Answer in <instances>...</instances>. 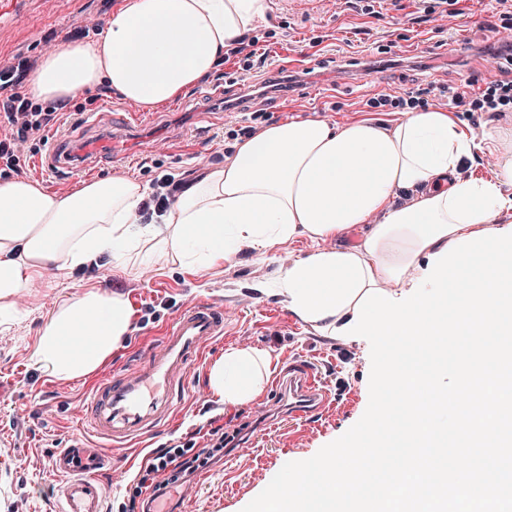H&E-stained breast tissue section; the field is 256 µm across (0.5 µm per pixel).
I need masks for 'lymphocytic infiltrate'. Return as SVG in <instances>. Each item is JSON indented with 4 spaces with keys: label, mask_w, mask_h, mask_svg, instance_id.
I'll return each instance as SVG.
<instances>
[{
    "label": "lymphocytic infiltrate",
    "mask_w": 512,
    "mask_h": 512,
    "mask_svg": "<svg viewBox=\"0 0 512 512\" xmlns=\"http://www.w3.org/2000/svg\"><path fill=\"white\" fill-rule=\"evenodd\" d=\"M37 65V56L22 53L0 65V164L18 176L26 174L31 156L46 145L50 129L59 120L55 106L40 103L22 91ZM432 95L471 112H512V77L492 78L481 87L470 80L459 86L444 82L436 87H419L403 95L381 94L368 99L367 105L403 111L425 107ZM185 187V182L170 174L155 179L140 206L141 216L149 221L165 215ZM230 441L223 426L218 425L203 432L194 431L156 449L138 473L133 498L152 505L173 485L185 481L212 459L223 456Z\"/></svg>",
    "instance_id": "1"
}]
</instances>
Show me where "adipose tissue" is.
I'll return each instance as SVG.
<instances>
[{
  "label": "adipose tissue",
  "mask_w": 512,
  "mask_h": 512,
  "mask_svg": "<svg viewBox=\"0 0 512 512\" xmlns=\"http://www.w3.org/2000/svg\"><path fill=\"white\" fill-rule=\"evenodd\" d=\"M268 9V0H123L100 36L48 54L31 91L65 101L106 84L153 110L196 86ZM473 147L437 109L390 126L369 118L340 127L273 124L241 143L230 164L190 182L158 224L142 223L148 187L128 174L66 194L0 182V312H11L21 289L45 273L66 276L105 254L118 274L148 256L201 271L240 247L261 257L303 236L317 246L281 270L276 291L304 322L330 332L352 319L367 289L400 296L422 276L421 258L492 228L506 205L501 187L512 184V158L495 180L461 177ZM401 192L412 194L410 204H396ZM355 227L358 245L332 246ZM133 315L119 292L65 297L44 321L32 362L60 381L88 378L128 336ZM80 327L86 340L75 338ZM270 364L265 352L233 348L210 364L208 383L225 403L250 402Z\"/></svg>",
  "instance_id": "ef3b65f1"
}]
</instances>
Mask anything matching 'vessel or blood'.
I'll return each instance as SVG.
<instances>
[{"mask_svg": "<svg viewBox=\"0 0 512 512\" xmlns=\"http://www.w3.org/2000/svg\"><path fill=\"white\" fill-rule=\"evenodd\" d=\"M223 335L222 303L200 299L179 309L137 363L110 372L93 387L82 411L88 432L104 440L105 448H115L169 429L205 343ZM279 394L293 416L313 412L321 394L314 369L302 361L293 364ZM105 448L77 444L55 453L53 468L62 479L60 512H103L99 471L108 461Z\"/></svg>", "mask_w": 512, "mask_h": 512, "instance_id": "1", "label": "vessel or blood"}]
</instances>
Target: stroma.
<instances>
[{"label": "stroma", "mask_w": 512, "mask_h": 512, "mask_svg": "<svg viewBox=\"0 0 512 512\" xmlns=\"http://www.w3.org/2000/svg\"><path fill=\"white\" fill-rule=\"evenodd\" d=\"M103 6L104 0H33L28 21L0 31V58L18 53L47 56L41 46L45 34L56 32L57 43H64L74 25L96 18ZM462 7L463 15L422 22L419 0H382L377 19L342 0H269L265 17L251 30L258 38H273L265 69L246 72L231 61L220 64L182 97L143 112L139 127L131 132L112 123L113 113L127 107L119 94L99 100L85 94L67 100L63 126L49 131L48 137L53 143L64 139L78 145L92 138L117 142L112 157L84 167L86 180L126 172L148 185L166 173L191 181L224 164L225 149L236 145L227 131L239 129L254 109L247 101L233 111L212 110L204 96L223 97L229 80L261 83L283 66L306 69L310 75L292 96L270 95L256 129L309 120L339 126L362 118L390 125L403 120V113L368 108L369 98L431 81L458 84L497 75L498 61L480 57L486 44L505 36L497 24L494 0H464ZM381 45L390 46L401 65L381 66L359 79L346 72V63L376 59ZM80 106L101 113L100 123L86 125L76 112ZM451 113L480 144L461 168L462 177L494 178L503 150L512 147V112L472 114L455 107ZM490 137L498 141L497 150L483 149ZM314 247L300 237L270 248L261 258L244 249L223 265L196 274L157 258L128 275L115 274L104 263L94 274L79 269L61 277L49 272L29 283L15 298L16 316L0 324V386L8 392L0 398V512H58L53 454L83 437L79 413L94 382L55 380L37 369L30 355L46 316L61 299L89 289L123 293L136 310L146 304L155 307L149 321H133L129 336L105 362L108 371L137 359L180 307L200 299L224 305L223 339L210 342L196 365L175 427L154 436L148 449L208 426L213 418L226 432H239L238 445L171 488L169 512H242L287 462L311 458L345 433L368 405V341L323 336L281 297L256 290L258 284H273L281 268ZM231 347L253 348L272 357L262 394L242 405L224 403L207 379L209 365ZM294 361L314 367L328 394L320 409L303 418L273 407L275 383ZM146 451L112 449V465L101 475L105 512H128L126 487Z\"/></svg>", "instance_id": "1"}]
</instances>
